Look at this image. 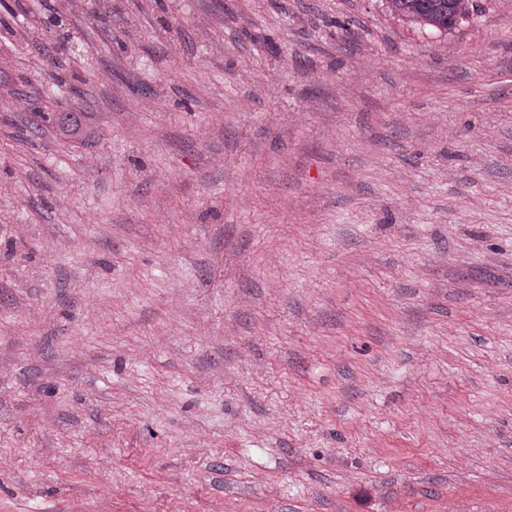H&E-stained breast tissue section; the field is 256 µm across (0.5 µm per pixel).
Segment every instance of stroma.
<instances>
[{"label":"stroma","instance_id":"1","mask_svg":"<svg viewBox=\"0 0 512 512\" xmlns=\"http://www.w3.org/2000/svg\"><path fill=\"white\" fill-rule=\"evenodd\" d=\"M475 3L0 0V512H512ZM392 14L439 31H450L475 10L473 0H387Z\"/></svg>","mask_w":512,"mask_h":512}]
</instances>
